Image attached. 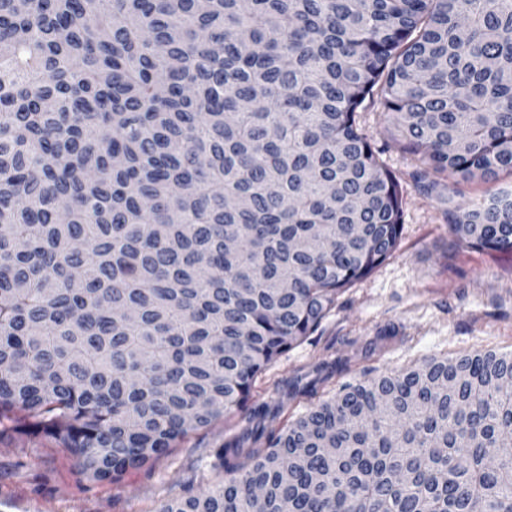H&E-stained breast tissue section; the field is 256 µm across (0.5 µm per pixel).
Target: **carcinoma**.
I'll list each match as a JSON object with an SVG mask.
<instances>
[{"mask_svg": "<svg viewBox=\"0 0 512 512\" xmlns=\"http://www.w3.org/2000/svg\"><path fill=\"white\" fill-rule=\"evenodd\" d=\"M512 171V0H0V423L118 480L244 408L397 246L356 122ZM512 250V199L451 217ZM159 512H512V352L345 385Z\"/></svg>", "mask_w": 512, "mask_h": 512, "instance_id": "1", "label": "carcinoma"}]
</instances>
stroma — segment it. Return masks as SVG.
I'll return each instance as SVG.
<instances>
[{
  "instance_id": "1",
  "label": "stroma",
  "mask_w": 512,
  "mask_h": 512,
  "mask_svg": "<svg viewBox=\"0 0 512 512\" xmlns=\"http://www.w3.org/2000/svg\"><path fill=\"white\" fill-rule=\"evenodd\" d=\"M358 122L403 195L396 249L368 276L341 290L317 329L260 375L247 408L178 440L159 459L118 481L77 475L52 440L0 435V512H159L186 490L224 481L208 454L255 428L252 411L266 406L278 428L343 386L395 374L430 357L512 350V252L450 245V212L512 193V172L496 180L445 185L444 196L416 183L422 164L395 135L380 96L367 99Z\"/></svg>"
}]
</instances>
